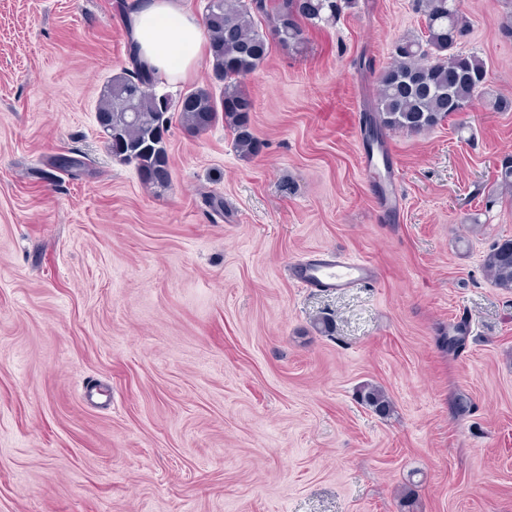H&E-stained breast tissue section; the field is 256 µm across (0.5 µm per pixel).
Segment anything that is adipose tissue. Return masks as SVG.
<instances>
[{"mask_svg":"<svg viewBox=\"0 0 512 512\" xmlns=\"http://www.w3.org/2000/svg\"><path fill=\"white\" fill-rule=\"evenodd\" d=\"M132 37L142 60L157 73L179 79L192 75L206 43L185 0H139Z\"/></svg>","mask_w":512,"mask_h":512,"instance_id":"ef3b65f1","label":"adipose tissue"}]
</instances>
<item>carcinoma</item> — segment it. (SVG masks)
Masks as SVG:
<instances>
[{"label":"carcinoma","instance_id":"cac0c4a2","mask_svg":"<svg viewBox=\"0 0 512 512\" xmlns=\"http://www.w3.org/2000/svg\"><path fill=\"white\" fill-rule=\"evenodd\" d=\"M425 21V34L403 36L392 44L391 62L379 70V98L365 121L368 146H382L389 131L421 133L444 122L460 109H470L486 94L488 70L475 54L458 50L469 28L460 14L459 0H416ZM355 0H208L204 25L210 83L187 91L177 102L157 91L156 72L138 58L135 42L129 45L131 68L112 76L101 88L96 116L108 152L135 163L142 184L157 193L170 182L166 144L171 110L178 112L190 134L209 130L218 120L233 135L235 148L244 156L259 152L253 133L252 98L242 80L270 55L272 42L298 50L308 25L333 24ZM265 17L270 34L255 29L253 15ZM221 85L215 95L213 85ZM494 285L512 291V239H502L483 258ZM360 400L387 416L392 401L385 390L365 384Z\"/></svg>","mask_w":512,"mask_h":512}]
</instances>
